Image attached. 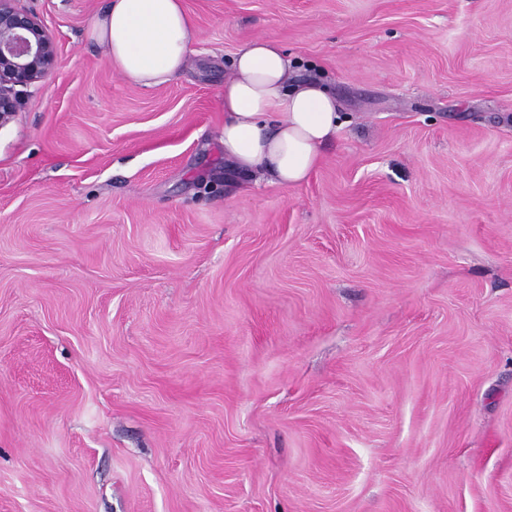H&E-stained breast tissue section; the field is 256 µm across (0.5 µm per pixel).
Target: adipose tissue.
<instances>
[{
	"label": "adipose tissue",
	"mask_w": 512,
	"mask_h": 512,
	"mask_svg": "<svg viewBox=\"0 0 512 512\" xmlns=\"http://www.w3.org/2000/svg\"><path fill=\"white\" fill-rule=\"evenodd\" d=\"M88 34L123 78L169 84L197 39L183 0H106ZM346 123L322 84L290 79L275 40L259 37L236 53L224 82V159L238 173L283 186L303 183Z\"/></svg>",
	"instance_id": "obj_1"
}]
</instances>
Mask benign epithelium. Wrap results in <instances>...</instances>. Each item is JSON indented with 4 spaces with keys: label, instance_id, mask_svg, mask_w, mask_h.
Masks as SVG:
<instances>
[{
    "label": "benign epithelium",
    "instance_id": "7a95c632",
    "mask_svg": "<svg viewBox=\"0 0 512 512\" xmlns=\"http://www.w3.org/2000/svg\"><path fill=\"white\" fill-rule=\"evenodd\" d=\"M18 0H0V127L25 110V88L40 82L57 65L51 33Z\"/></svg>",
    "mask_w": 512,
    "mask_h": 512
}]
</instances>
